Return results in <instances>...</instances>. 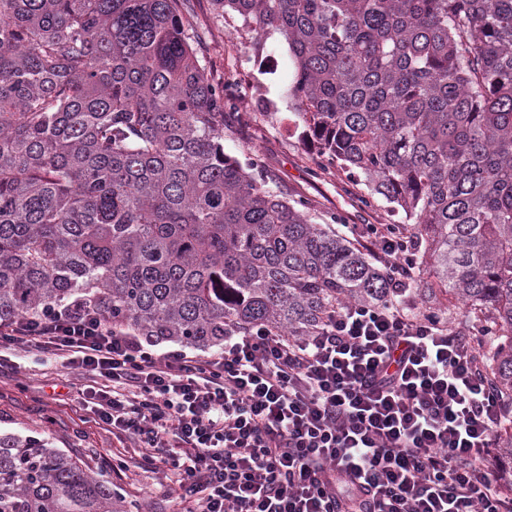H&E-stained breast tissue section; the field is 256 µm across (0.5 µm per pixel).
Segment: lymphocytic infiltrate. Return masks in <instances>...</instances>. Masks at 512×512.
I'll return each instance as SVG.
<instances>
[{
	"label": "lymphocytic infiltrate",
	"instance_id": "1",
	"mask_svg": "<svg viewBox=\"0 0 512 512\" xmlns=\"http://www.w3.org/2000/svg\"><path fill=\"white\" fill-rule=\"evenodd\" d=\"M374 242L404 286L405 242ZM30 351L111 382L82 403L177 472L183 512H512L478 344L402 309L344 306L302 337L230 333L200 357L153 351L76 302L0 321V353Z\"/></svg>",
	"mask_w": 512,
	"mask_h": 512
}]
</instances>
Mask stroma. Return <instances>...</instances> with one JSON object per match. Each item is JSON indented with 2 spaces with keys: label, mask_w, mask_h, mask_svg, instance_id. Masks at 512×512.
Masks as SVG:
<instances>
[{
  "label": "stroma",
  "mask_w": 512,
  "mask_h": 512,
  "mask_svg": "<svg viewBox=\"0 0 512 512\" xmlns=\"http://www.w3.org/2000/svg\"><path fill=\"white\" fill-rule=\"evenodd\" d=\"M198 56L214 79L232 73L239 46L252 43V33L238 17L218 11L213 0H189L183 11ZM264 85L267 99L277 109L265 111L262 101L252 104L248 125L224 131V150L238 156L259 157L285 191L308 199L313 215L336 220L339 232L354 227L387 224L384 208L353 206L352 183L339 168L323 173L316 143L288 132V106L280 99L278 75L256 73L242 77ZM266 99V100H267ZM84 381L78 371L34 356L13 358L0 367V433L49 435L53 447L102 472L131 507L132 512H177L176 474L163 473L141 462L136 445L104 430L95 416L77 400Z\"/></svg>",
  "instance_id": "1"
}]
</instances>
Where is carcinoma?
I'll return each mask as SVG.
<instances>
[{
	"label": "carcinoma",
	"instance_id": "cac0c4a2",
	"mask_svg": "<svg viewBox=\"0 0 512 512\" xmlns=\"http://www.w3.org/2000/svg\"><path fill=\"white\" fill-rule=\"evenodd\" d=\"M180 0H0V320L76 299L112 329L197 347L309 336L343 305L482 323L512 466V0H214L282 34L294 123L362 202L400 216L395 288L262 170L224 153L231 83ZM0 512H127L37 435H0Z\"/></svg>",
	"mask_w": 512,
	"mask_h": 512
}]
</instances>
